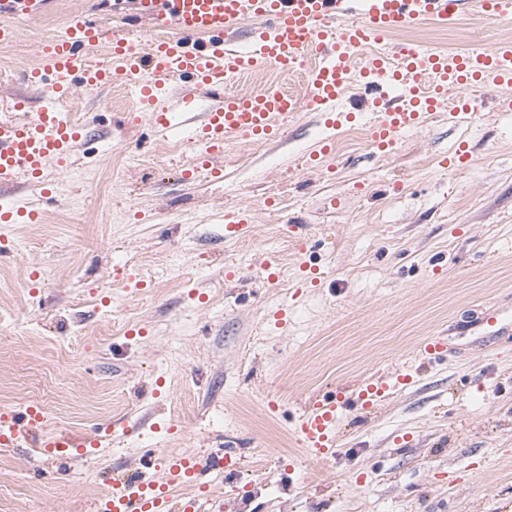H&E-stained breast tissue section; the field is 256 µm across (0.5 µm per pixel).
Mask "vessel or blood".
<instances>
[{
  "instance_id": "vessel-or-blood-1",
  "label": "vessel or blood",
  "mask_w": 512,
  "mask_h": 512,
  "mask_svg": "<svg viewBox=\"0 0 512 512\" xmlns=\"http://www.w3.org/2000/svg\"><path fill=\"white\" fill-rule=\"evenodd\" d=\"M140 15L154 24L146 49L125 38L106 39L85 13L72 14L62 37L42 48V66L29 69L28 82L42 105L13 100V120H0V188L19 178H39L48 161L66 164L81 126L59 102L78 89H98L121 80L134 87L140 111L151 113L161 134L189 132L195 155L183 175L220 179L211 163L234 136L269 140L284 134L289 118L302 110L326 113L339 124L338 104L352 86L353 71L362 79L389 74L398 97L384 101L379 120L370 128L371 143L395 145L398 133L425 126L434 112L447 110L452 122L471 120V113L448 103L451 93H465L483 83L512 89V41L495 47L457 52L432 50L394 41L393 60L371 57L355 69L354 53L424 21L448 23L463 12L466 0H135ZM45 0H0V42L17 37L16 20L38 18ZM107 44L108 59L94 58ZM271 66L280 73L303 72V94L266 90L251 95L227 91L229 77ZM187 78L201 88L224 93L221 107L188 124L192 103L170 100L161 91ZM42 211L25 205L0 207V224H37ZM414 380L412 372L337 388L330 397L311 398L295 418L293 432L303 448L321 459L335 457L336 425L351 408L366 412ZM38 444L64 453L86 447V440L66 430L46 432L36 410L16 415L0 411V445ZM236 459L228 454L206 457L174 455L161 478L141 474L113 475L111 492L95 500L94 512H201L197 489L207 488L216 472L231 473Z\"/></svg>"
}]
</instances>
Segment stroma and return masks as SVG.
Segmentation results:
<instances>
[{
    "mask_svg": "<svg viewBox=\"0 0 512 512\" xmlns=\"http://www.w3.org/2000/svg\"><path fill=\"white\" fill-rule=\"evenodd\" d=\"M76 10L144 47L151 23L131 0H48L0 44V120L13 99L36 101L25 73ZM399 37L489 49L512 39V19L471 10ZM303 83L267 67L230 89ZM504 94L475 90L476 125L440 114L377 152L375 108L353 91L341 105L352 119L317 167L307 159L324 121L303 111L276 140H229L212 160L224 178L210 182L184 179L191 150L156 133L127 84L76 91L65 110L89 136L70 165L0 189V203L44 212L0 228V409L36 408L47 430L99 444L66 461L0 446V512H92L146 448L158 470L173 454L236 451L239 470L211 478L221 512H512V337L453 328L480 306L512 321ZM463 142L466 165L442 167ZM243 210L250 234L225 238ZM267 259L285 270L272 286L251 275ZM303 265L324 279L298 294ZM441 335L448 355L425 360L423 342ZM406 367L413 385L372 412H347L335 458L300 447L289 419L310 398Z\"/></svg>",
    "mask_w": 512,
    "mask_h": 512,
    "instance_id": "1",
    "label": "stroma"
}]
</instances>
